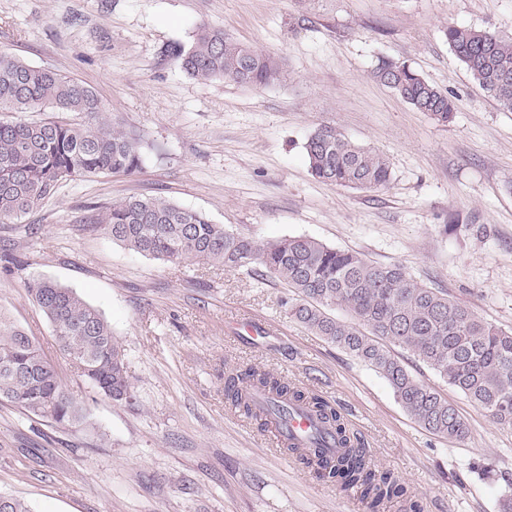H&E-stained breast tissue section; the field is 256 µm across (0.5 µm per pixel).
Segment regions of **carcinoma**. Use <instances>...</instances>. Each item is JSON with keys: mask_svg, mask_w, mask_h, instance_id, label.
Segmentation results:
<instances>
[{"mask_svg": "<svg viewBox=\"0 0 512 512\" xmlns=\"http://www.w3.org/2000/svg\"><path fill=\"white\" fill-rule=\"evenodd\" d=\"M444 36L473 81L512 111V38L455 26ZM170 54L201 81L224 79L263 87L284 78L278 60L206 24L196 28L189 45L175 46ZM373 75L437 122L452 118L453 101L407 63L383 60ZM48 111L54 116L18 117ZM305 154L309 172L318 181L376 190L391 178L387 157L352 142L332 125L322 124L309 135ZM141 166L139 139L102 116L90 86L0 51V222L37 211L60 183L73 177L131 174ZM94 221L113 241L161 261L229 270L260 261L297 296L295 303L284 301L294 319L369 365L410 417L434 434L463 440L468 426L447 400L407 370L396 348L497 423L512 427V331L485 322L443 290L418 281L402 265L377 264L308 237L261 245L163 197H128L100 210ZM25 287L52 323L60 350L91 387L114 401H130L124 353L102 313L53 280L31 276ZM332 307L348 311L352 321L330 316ZM258 392L272 395L271 410L280 420L304 405L336 437L339 451L334 454L323 451L316 433L306 448L283 446L318 478L346 494L356 493L366 512H386L391 503L406 498V486L372 462L364 439L348 429L327 399L256 364L224 374L226 401L265 430L266 416L254 402ZM0 400L63 426L88 421L87 408L70 396L53 363L2 311Z\"/></svg>", "mask_w": 512, "mask_h": 512, "instance_id": "cac0c4a2", "label": "carcinoma"}]
</instances>
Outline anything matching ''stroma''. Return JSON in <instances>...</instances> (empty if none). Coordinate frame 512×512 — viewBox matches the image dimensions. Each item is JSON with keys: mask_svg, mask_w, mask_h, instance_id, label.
Returning a JSON list of instances; mask_svg holds the SVG:
<instances>
[{"mask_svg": "<svg viewBox=\"0 0 512 512\" xmlns=\"http://www.w3.org/2000/svg\"><path fill=\"white\" fill-rule=\"evenodd\" d=\"M276 58L282 83L189 76L169 50L198 25ZM512 36V0H0V50L91 85L105 116L139 138V171L63 182L22 224L0 223V309L57 367L92 428L0 402V492L30 512H364L224 400V371L262 364L328 399L407 500L388 512H499L512 495V427L413 359L407 369L466 422L434 435L388 383L288 313L262 264L237 270L135 253L94 224L95 207L160 196L267 242L305 236L405 266L483 320L512 329V111L473 81L444 32ZM407 62L456 104L440 124L372 71ZM322 124L387 156L378 190L322 183L304 144ZM456 231H449V223ZM74 289L122 346L133 399L95 392L60 351L24 280ZM247 315L269 333L232 337Z\"/></svg>", "mask_w": 512, "mask_h": 512, "instance_id": "stroma-1", "label": "stroma"}]
</instances>
